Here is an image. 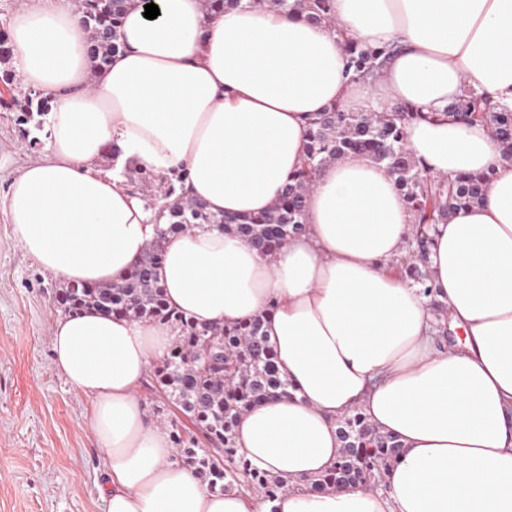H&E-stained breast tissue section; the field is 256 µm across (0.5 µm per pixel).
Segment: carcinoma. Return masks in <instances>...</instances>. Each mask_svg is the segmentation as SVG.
<instances>
[{"mask_svg": "<svg viewBox=\"0 0 512 512\" xmlns=\"http://www.w3.org/2000/svg\"><path fill=\"white\" fill-rule=\"evenodd\" d=\"M266 4L285 15H299L313 24L331 26L332 0H204L209 11H224ZM88 33L92 73L104 69L118 51L117 30L126 0H77ZM346 72L354 80L374 76L398 51L395 45L372 47L348 39L344 45ZM12 105L20 112L25 134L42 128L51 109V98L36 95ZM444 116L461 123L484 122L503 146V161L512 166V105L493 104L484 93L467 90L448 104ZM437 114L400 104L388 112H346L333 105L311 122L301 168L288 176L278 198L259 215L217 216L206 204L177 192L174 178H157L150 170L129 164L127 182L140 194L158 223L156 239L135 261L137 273L121 284L86 287L65 283L56 288L58 308L68 315L97 310L117 317L149 319L178 330L167 357L152 366L151 388L179 408L191 428L172 421L171 435L177 457L211 492L231 487L229 477L239 471L273 501L283 488L275 477L251 474L237 457L234 428L239 417L261 401L287 397L288 381L280 376L276 355L265 336L263 316L232 328L199 323L171 308L158 276L164 244L169 237L199 224H219L249 241L263 253H272L288 238L305 228V197L323 166L348 154L362 155L383 164L414 216L408 236V255L401 275L424 288L430 308L444 313V305L432 290L427 265L431 225L443 223L458 208L484 202L487 176L462 174L452 180L428 174L405 147V124L416 119H435ZM342 450L335 464L310 481L321 491L346 486H384L383 477L402 457V446L390 434L380 432L360 412L340 422Z\"/></svg>", "mask_w": 512, "mask_h": 512, "instance_id": "obj_1", "label": "carcinoma"}]
</instances>
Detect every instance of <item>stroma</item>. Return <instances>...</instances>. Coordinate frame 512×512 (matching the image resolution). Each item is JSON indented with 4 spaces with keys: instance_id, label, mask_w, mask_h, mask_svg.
I'll return each instance as SVG.
<instances>
[{
    "instance_id": "stroma-1",
    "label": "stroma",
    "mask_w": 512,
    "mask_h": 512,
    "mask_svg": "<svg viewBox=\"0 0 512 512\" xmlns=\"http://www.w3.org/2000/svg\"><path fill=\"white\" fill-rule=\"evenodd\" d=\"M0 63V197L12 177L45 156L11 105L24 94ZM58 283L16 244L0 210V512H105L108 480L90 429V401L52 364L50 326Z\"/></svg>"
}]
</instances>
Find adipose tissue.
Returning <instances> with one entry per match:
<instances>
[{"mask_svg": "<svg viewBox=\"0 0 512 512\" xmlns=\"http://www.w3.org/2000/svg\"><path fill=\"white\" fill-rule=\"evenodd\" d=\"M132 0L121 48L92 75L71 0H19L10 38L19 82L51 96L46 158L27 163L0 201L15 240L45 272L81 285L119 283L155 237L127 186V163L184 189L218 215H256L300 166L310 122L338 104L425 112L405 145L431 175L488 176L483 204L434 225L428 268L456 344L439 346L421 288L391 268L413 215L386 166L348 155L321 168L306 225L265 254L214 224L170 237L159 277L172 307L226 327L264 315L292 384L245 412L237 453L284 483L274 501L208 491L178 460L169 429L137 394L176 328L96 311L51 327L53 364L90 398L110 474L106 512H512V167L483 124L443 118L473 87L512 105V0H333L349 37L404 44L376 76L345 74L334 29L258 5L222 13L203 0ZM111 169H103L105 156ZM397 436L387 489L314 492L336 461L352 412Z\"/></svg>", "mask_w": 512, "mask_h": 512, "instance_id": "adipose-tissue-1", "label": "adipose tissue"}]
</instances>
